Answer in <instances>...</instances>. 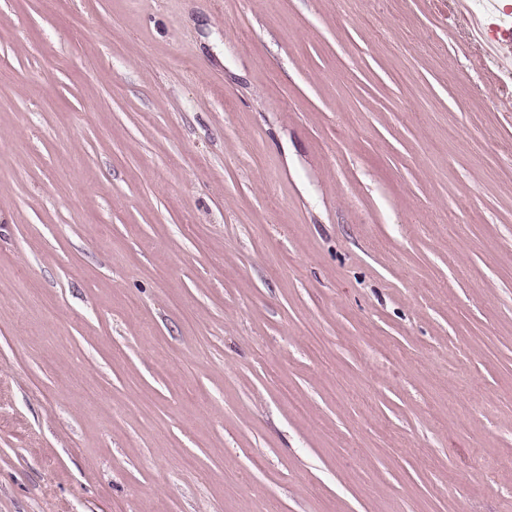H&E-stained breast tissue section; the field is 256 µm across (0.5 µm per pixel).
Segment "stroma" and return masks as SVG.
I'll return each instance as SVG.
<instances>
[{
  "label": "stroma",
  "mask_w": 512,
  "mask_h": 512,
  "mask_svg": "<svg viewBox=\"0 0 512 512\" xmlns=\"http://www.w3.org/2000/svg\"><path fill=\"white\" fill-rule=\"evenodd\" d=\"M0 512H512V72L454 0H0Z\"/></svg>",
  "instance_id": "obj_1"
}]
</instances>
